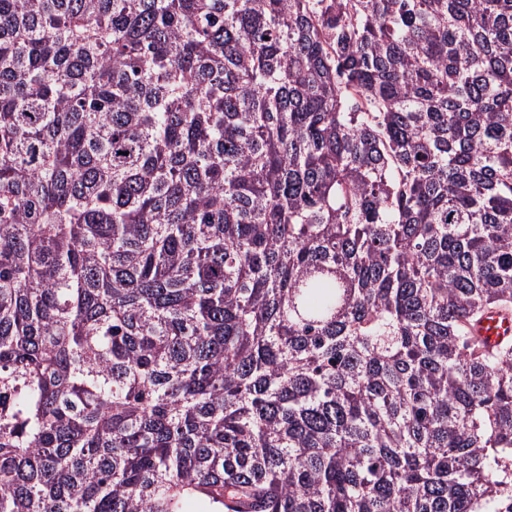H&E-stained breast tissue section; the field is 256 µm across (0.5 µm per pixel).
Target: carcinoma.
<instances>
[{"label": "carcinoma", "instance_id": "cac0c4a2", "mask_svg": "<svg viewBox=\"0 0 512 512\" xmlns=\"http://www.w3.org/2000/svg\"><path fill=\"white\" fill-rule=\"evenodd\" d=\"M512 0H0V512L512 503ZM480 334L487 338L491 346L512 340V312L493 310L485 314L478 325Z\"/></svg>", "mask_w": 512, "mask_h": 512}]
</instances>
